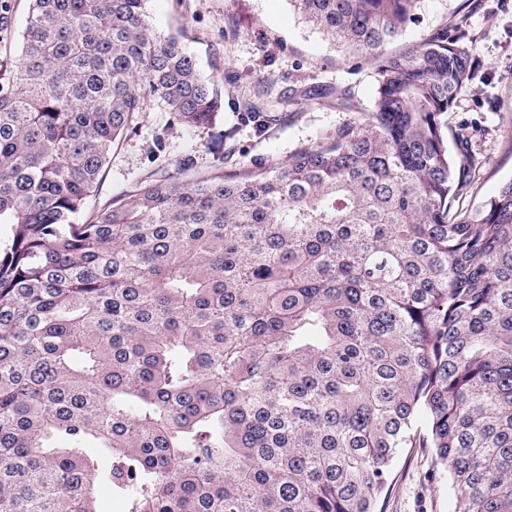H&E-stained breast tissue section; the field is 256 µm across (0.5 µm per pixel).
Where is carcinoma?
<instances>
[{"label": "carcinoma", "instance_id": "carcinoma-1", "mask_svg": "<svg viewBox=\"0 0 512 512\" xmlns=\"http://www.w3.org/2000/svg\"><path fill=\"white\" fill-rule=\"evenodd\" d=\"M290 2L376 65L368 118L85 218L149 100L193 131L224 96L146 0H30L0 68V512H102L103 484L126 512H382L404 448L453 512H512V180L451 213L475 160L442 121L474 47L390 49L417 0Z\"/></svg>", "mask_w": 512, "mask_h": 512}]
</instances>
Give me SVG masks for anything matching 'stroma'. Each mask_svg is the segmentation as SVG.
Returning a JSON list of instances; mask_svg holds the SVG:
<instances>
[{
    "mask_svg": "<svg viewBox=\"0 0 512 512\" xmlns=\"http://www.w3.org/2000/svg\"><path fill=\"white\" fill-rule=\"evenodd\" d=\"M29 0H0V64L15 59ZM147 19L178 36L199 70L224 92L214 125L188 131L161 105L138 114L133 133L114 147L86 209L94 211L132 191L147 173L187 176L216 169L286 165L295 149L317 143L337 123L361 120L374 105L379 76L373 63L333 42L306 22L290 0H147ZM467 16L476 62L467 88L445 114L448 145L476 158L472 183L452 204L465 214L512 180V0H419L401 43L454 25ZM346 90L339 106L333 89ZM314 95L292 101V90ZM264 91L278 120L266 132L244 123L237 99ZM161 151H154L155 141ZM384 512H453L448 478L430 451L407 449L394 467Z\"/></svg>",
    "mask_w": 512,
    "mask_h": 512,
    "instance_id": "35a3bbf8",
    "label": "stroma"
}]
</instances>
